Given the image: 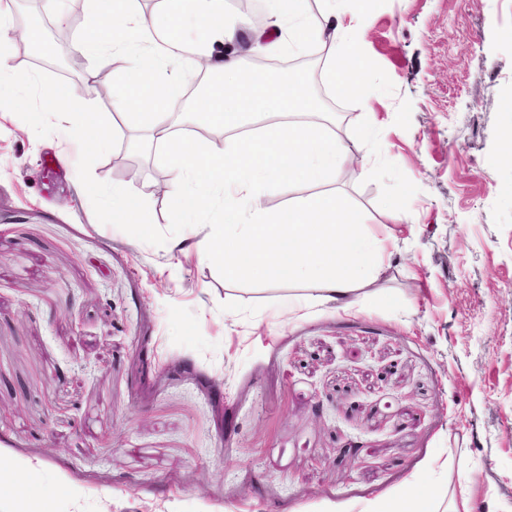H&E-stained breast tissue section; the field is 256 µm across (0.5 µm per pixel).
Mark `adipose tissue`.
Segmentation results:
<instances>
[{
	"label": "adipose tissue",
	"instance_id": "obj_1",
	"mask_svg": "<svg viewBox=\"0 0 512 512\" xmlns=\"http://www.w3.org/2000/svg\"><path fill=\"white\" fill-rule=\"evenodd\" d=\"M88 2L92 28L75 50L95 69L81 88L42 91L28 111L30 123L55 117L90 130L93 150L107 149L110 122L93 111L92 99L98 71L110 69L113 56L122 55L128 66L113 71L114 108L125 125L145 132L146 145L164 149L173 171L165 188L173 221L194 227L174 240V247L221 264L228 281L261 276L307 284V292L289 296V316L318 304L347 314L360 311L368 287L388 268L389 238L371 231L359 211L320 186L339 173H364L371 157L387 158L384 121L368 113L365 137L348 144L335 132L332 113L310 96L299 75L245 73L235 50L239 36L225 28L224 0H155L150 16L139 0ZM268 2V23L253 32L259 54L319 45L343 95L365 102L376 96L366 78L371 17L365 0H321L317 21L307 0ZM159 15L166 17L165 26H157ZM188 22L202 33L206 66L188 55L183 37ZM202 69L217 83L194 96L191 111L224 128L258 127L256 138H229L223 149L211 150L170 132L171 104L183 95L187 72ZM295 182L317 191L279 211L266 207L267 198ZM218 212L223 221L202 222V215ZM440 506L432 487L412 482L404 493L362 502L358 512H439Z\"/></svg>",
	"mask_w": 512,
	"mask_h": 512
}]
</instances>
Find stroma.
<instances>
[{"label":"stroma","mask_w":512,"mask_h":512,"mask_svg":"<svg viewBox=\"0 0 512 512\" xmlns=\"http://www.w3.org/2000/svg\"><path fill=\"white\" fill-rule=\"evenodd\" d=\"M15 71L43 87L38 53ZM366 34L372 105L334 94L318 46L289 55L359 141L387 124L395 164L326 183L397 240L363 312L283 322L296 283L224 279L172 251L190 225L156 192L162 152L107 151L56 118L32 126L0 86V459L36 512H334L434 485L474 512H512V0H377ZM130 163L135 179L114 172ZM126 183L154 226L116 224Z\"/></svg>","instance_id":"35a3bbf8"}]
</instances>
